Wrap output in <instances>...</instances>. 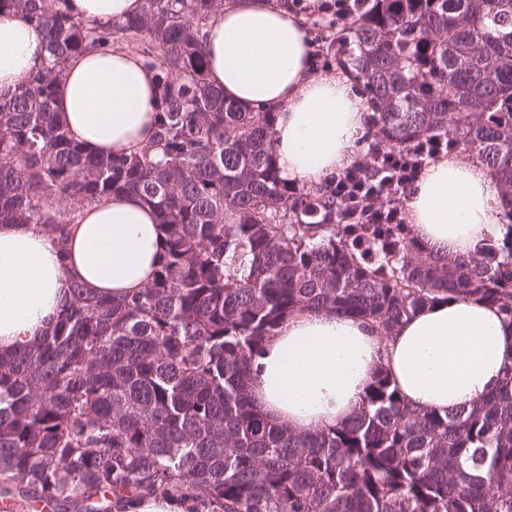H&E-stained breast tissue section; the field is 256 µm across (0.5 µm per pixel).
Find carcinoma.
<instances>
[{"label": "carcinoma", "mask_w": 512, "mask_h": 512, "mask_svg": "<svg viewBox=\"0 0 512 512\" xmlns=\"http://www.w3.org/2000/svg\"><path fill=\"white\" fill-rule=\"evenodd\" d=\"M67 0H0L45 30L42 67L0 97V223L61 238L115 192L156 213L151 283L123 299L73 287L41 342L0 355V472L16 505L110 512L140 493L195 512H512V371L446 414L410 408L388 372L349 422L297 434L257 410L251 358L293 310L334 309L392 335L419 308L477 298L512 319V237L470 257L426 250L405 227L359 248L326 185L291 186L276 116L224 99L204 28L224 0H144L101 23ZM321 50L355 74L371 147L443 138L487 166L512 218V0H362ZM154 71L156 134L98 156L56 109L67 63L114 47Z\"/></svg>", "instance_id": "carcinoma-1"}]
</instances>
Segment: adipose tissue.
<instances>
[{"instance_id":"ef3b65f1","label":"adipose tissue","mask_w":512,"mask_h":512,"mask_svg":"<svg viewBox=\"0 0 512 512\" xmlns=\"http://www.w3.org/2000/svg\"><path fill=\"white\" fill-rule=\"evenodd\" d=\"M78 19L119 22L142 0H68ZM211 83L226 99L276 109L273 151L282 178L309 186L345 168L364 133L365 104L351 81L315 71L301 15L275 0H224L205 28ZM43 33L0 12V95L29 83L43 61ZM56 107L68 136L98 155L131 153L154 137V75L123 49L70 59ZM415 237L441 255L470 256L512 221L493 173L465 154L431 163L407 204ZM163 239L152 209L114 193L80 212L66 243L33 224H0V353L37 345L74 284L123 298L151 281ZM405 402L443 414L493 391L512 370V325L475 299L440 300L381 338L372 321L332 309L290 313L250 364L259 411L297 433L343 424L379 369Z\"/></svg>"}]
</instances>
